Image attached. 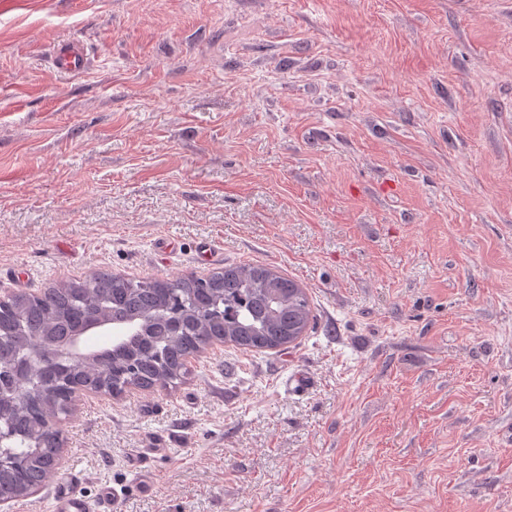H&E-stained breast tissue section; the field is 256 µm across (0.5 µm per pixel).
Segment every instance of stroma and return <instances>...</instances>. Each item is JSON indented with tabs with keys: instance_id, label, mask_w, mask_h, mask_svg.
Returning a JSON list of instances; mask_svg holds the SVG:
<instances>
[{
	"instance_id": "stroma-1",
	"label": "stroma",
	"mask_w": 512,
	"mask_h": 512,
	"mask_svg": "<svg viewBox=\"0 0 512 512\" xmlns=\"http://www.w3.org/2000/svg\"><path fill=\"white\" fill-rule=\"evenodd\" d=\"M245 261L313 329L80 404L10 512H512V0H0V296ZM56 59L65 73H80L84 66L82 47L75 43L61 45L57 49ZM118 495L105 491L94 508L86 497L76 490L73 478L60 482L54 491L53 512H117Z\"/></svg>"
}]
</instances>
